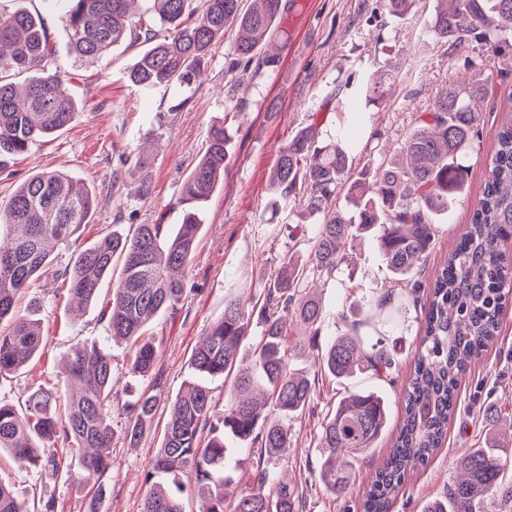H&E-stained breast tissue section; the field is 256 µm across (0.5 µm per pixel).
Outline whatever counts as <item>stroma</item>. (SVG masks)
<instances>
[{"label": "stroma", "mask_w": 512, "mask_h": 512, "mask_svg": "<svg viewBox=\"0 0 512 512\" xmlns=\"http://www.w3.org/2000/svg\"><path fill=\"white\" fill-rule=\"evenodd\" d=\"M371 2L296 0L281 24L288 44L276 70L251 80L237 72L225 73L224 55L234 39L229 32L211 66L192 87H159L145 93L127 78L140 48L124 42L93 63L75 58L68 37L67 0H0L2 14L22 10L43 18L53 49L49 67L65 76L79 102L68 127L37 142L27 155L6 160L0 171V203L34 173L57 170L96 192L98 205L83 231L85 245L115 231L130 233L139 224H177L182 218L181 184L202 157L210 127L224 120L236 134L224 181L203 207L202 232L181 310L173 317L159 316L147 327L159 356L146 377L128 372L131 349L107 338L100 304L79 309L70 305L66 294H54L39 284L18 299L21 314L40 320L46 344L21 370L0 380V401L20 409L29 393L61 386V367L74 344H100L112 353V472L105 479L99 512H141L144 475L164 435L168 401L193 380L192 351L223 314L225 299H244L262 291L288 253L307 252V243L291 239L289 228L300 224L311 233L314 224L299 201L273 203L267 178L278 146L301 128L314 124L320 138L333 135L335 92L351 95L373 78L383 79V96L350 120L355 164L360 167L370 150L400 145L430 112L438 88L470 70L490 73L484 118L463 159L468 190L436 218L434 240L415 274L421 294H428L430 274L469 224L481 197L487 155L500 126L512 120L506 111L512 95V47L503 46L494 57L473 40L452 48L431 28L434 0H417L403 17L384 10L371 16ZM387 275L373 237L356 240L350 263L318 289L324 303L322 341L337 335L342 303L374 307L388 287ZM419 316L411 299L398 296L385 315L361 326V333L383 337L397 353L387 380L369 373L337 379L321 373L308 356L293 358V369L316 377V406L289 419L291 442L273 468L287 473L297 488L299 512H361L363 492L390 437L382 435L372 456L354 464L348 493L338 500L317 478L320 425L328 408L353 389L380 392L388 403V423L396 425L417 345ZM146 390L157 395L159 405L132 445L124 437L125 409ZM492 414L499 418V431L512 429V301L501 317L497 344L462 381L447 442L432 463L409 479L393 512H421L425 501L444 496L456 475L455 459L467 449L482 447ZM0 477L36 507L50 502L54 512H88L90 496L83 484L38 468L18 469L6 455L0 456Z\"/></svg>", "instance_id": "35a3bbf8"}]
</instances>
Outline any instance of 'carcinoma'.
Masks as SVG:
<instances>
[{"mask_svg":"<svg viewBox=\"0 0 512 512\" xmlns=\"http://www.w3.org/2000/svg\"><path fill=\"white\" fill-rule=\"evenodd\" d=\"M67 25L74 54L97 61L121 41L144 43L146 49L129 72L144 92L158 85H189L210 65L216 45L230 27L237 30L224 72L254 76L274 69L280 57L266 50L287 44L277 27L292 0H150L135 14V0H67ZM401 17L415 0H376ZM433 31L445 42L464 37L493 48L512 34V0H437ZM51 50L42 20L25 12L0 15V157L23 155L38 141L73 120L77 102L61 75L48 69ZM27 73L22 88L12 74ZM488 94L484 80L472 75L443 86L435 95L430 118L415 126L394 155L372 159L353 176V145L346 126L321 142L312 126L287 139L268 175L274 198L299 200L315 219L307 239L309 259L290 253L273 284L263 289L251 309L236 298L224 301V314L209 327L191 355L201 377L230 382L219 409L209 388L190 382L171 399L170 418L160 446L145 475L141 512H185L188 473L207 488L198 512H226L224 461L226 438L256 451L233 512H297L294 485L275 476L268 463L288 447L285 419L314 404L315 379L291 368L299 351L314 352V363L339 379L363 373L381 375L391 369L393 354L377 341L342 333L322 346V299L310 292L315 280H330L347 263L350 244L374 230L390 273V288L376 308H383L400 289L413 296L414 267L424 263L434 238L433 215L450 208L466 190L462 158L473 143ZM232 137L224 125L211 127L205 152L185 177L180 190L182 222L173 237L164 224H138L130 236L116 233L91 246L81 242L82 229L97 205L91 188L55 171L35 173L0 206V322L12 331L0 334V377L17 372L40 353L44 337L39 321L15 311L16 296L41 281L69 285V297L81 305L99 301V291L121 266L101 320L112 342L137 343L129 367L140 375L156 365L157 350L144 337L157 316L174 314L185 295V282L171 275L192 265L202 224L199 211L224 180ZM345 205H337L342 185ZM67 251L63 264L49 245ZM512 288V120L497 134L487 162L482 199L455 249L435 273L421 307V328L403 408L391 446L362 499V512H392L406 480L442 447L456 409L460 383L471 365L494 346L508 290ZM263 323L259 343L242 352L249 320ZM63 375L79 386L68 394L64 411L56 391L38 389L24 411L0 402V453L26 469L30 461L53 476L65 474L94 488L102 497V478L112 472V353L77 344L71 348ZM278 411L271 418L267 405ZM157 397L140 395L128 408L125 439L133 444L155 415ZM388 405L374 391H351L327 410L318 436L321 448L318 479L336 499L346 496L350 470L338 463L365 459L385 432ZM70 454L58 455L47 443ZM512 435L492 430L484 446L455 461L462 478L446 495L425 502L421 512H512V483L503 481ZM0 512H31L11 483L0 479Z\"/></svg>","mask_w":512,"mask_h":512,"instance_id":"carcinoma-1","label":"carcinoma"}]
</instances>
